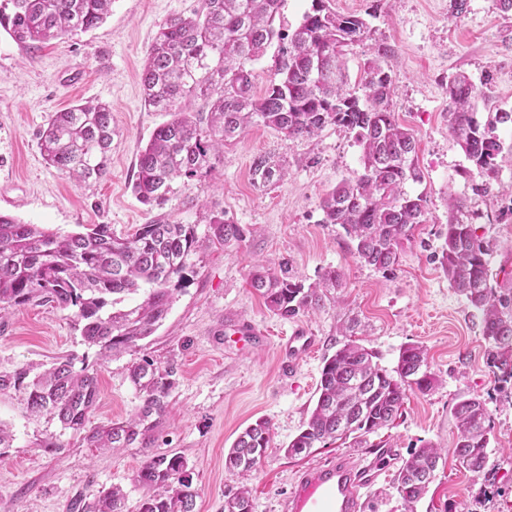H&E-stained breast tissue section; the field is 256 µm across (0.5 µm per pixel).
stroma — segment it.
<instances>
[{"label": "stroma", "instance_id": "35a3bbf8", "mask_svg": "<svg viewBox=\"0 0 512 512\" xmlns=\"http://www.w3.org/2000/svg\"><path fill=\"white\" fill-rule=\"evenodd\" d=\"M198 3L113 0L101 26L37 51L0 30V213L61 234L108 224L114 234L127 235L154 219L132 192L135 161L169 115L144 108L141 69L159 24L190 14ZM451 4L383 0L369 19L374 38L393 48L392 109L417 139L424 179L408 190L427 198V221L403 241L393 271L365 265L344 230L322 221L325 193L362 170L353 133L329 125L317 136L288 140L271 128L250 127L225 145L210 175L191 181L162 208L170 221L195 225L209 245L189 256L185 280L152 336L103 360L83 341L73 309L34 302L0 318V369L29 365L39 373L68 354L93 365L100 387L95 426L138 413L142 399L128 377L133 362L147 359L177 370L169 411L149 450L137 444L114 452L87 447L57 419L28 416L22 392L0 393V423L12 436L0 450V512H71L77 496L115 485L127 493L128 512H136L142 491L132 478L152 450L185 457L197 493L195 512H224L227 496L243 487L254 512H287L303 471L339 455L357 462L365 454L340 444L297 457L282 451L316 404L324 360L345 341L341 327L353 321L357 339L378 353L382 365L395 367L402 347L419 344L439 380L431 392L409 393L403 417L377 435L403 459L429 443L440 448L436 476L416 512H512V402L487 368L478 313L451 288L440 264L448 198L467 197L479 213L478 235L494 245L492 272L498 282L512 280V221L499 217L506 201L473 195L462 174L468 162L448 131L444 86L456 71L478 83L493 70L492 101L512 109V15L498 12L493 0H467L456 20ZM85 101L108 104L114 129L109 172L88 187L49 167L39 149L51 115ZM261 155L282 165L280 183H253L251 165ZM219 211L244 230L228 248L209 241L210 219ZM259 261L274 269L288 263L307 285L334 269L340 284L324 290L321 308L284 319L248 285ZM241 322L265 331L267 341L250 348L226 334V327ZM299 327L318 343L290 366L278 341ZM461 395L486 399L491 411L490 477L468 471L454 454L451 410ZM260 418L271 424L272 449L250 475L227 473L225 452Z\"/></svg>", "mask_w": 512, "mask_h": 512}]
</instances>
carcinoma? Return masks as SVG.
Returning <instances> with one entry per match:
<instances>
[{"label": "carcinoma", "instance_id": "obj_1", "mask_svg": "<svg viewBox=\"0 0 512 512\" xmlns=\"http://www.w3.org/2000/svg\"><path fill=\"white\" fill-rule=\"evenodd\" d=\"M0 10V28L15 42L33 49L87 31L104 22L112 0H10ZM281 0H201L188 16L159 25L141 74L144 105L166 112L137 159L133 191L145 206L162 207L193 179L214 169L224 142L253 125H263L287 139L310 138L328 125L354 134L362 149V171L342 180L321 202L323 224H337L356 242L360 261L387 272L398 263L399 246L427 221V199L406 190L422 180L414 133L402 126L391 108L393 79L387 66L391 46L380 39L369 48L361 82L350 87L345 59L350 47L370 38L367 19L335 12L325 0H312L301 24L285 33L275 26ZM275 66L264 93L254 92L253 68L271 47ZM492 75L477 84L463 71L448 75V130L457 140L481 182L473 194L497 192L509 199L500 218L512 220V184L499 189L503 163H512V145L504 146L498 126L512 125V110L489 107ZM184 100H199L202 109L187 112ZM486 119L478 117V103ZM112 146V109L86 102L53 114L40 137L45 162L85 185L103 178ZM254 183L280 182L281 166L261 155L252 165ZM448 224L441 264L452 288L482 315L488 343L486 365L498 389H512V288L492 285L488 256L491 244L468 221L465 198H449ZM212 241L226 247L243 238L240 225L220 213L211 219ZM200 247L195 225L156 217L125 237L108 224L86 232L61 235L0 213V318L33 300L75 309L77 325L88 345L102 357L119 354L151 336L166 318L187 259ZM250 286L269 310L285 319L320 307L318 285L304 286L279 276L265 264L252 267ZM142 293L132 307L123 297ZM129 379L141 394L139 413L125 421L89 426L99 400L97 372L75 369L63 357L43 373L31 367L0 370V391L25 394L30 415L49 414L62 428L83 436L99 450L146 448L151 432L169 406L176 383L172 366L135 363ZM438 385L425 349L409 344L388 369L377 354L355 341L326 358L315 408L300 433L283 451L308 454L318 444L338 440L359 446L402 416L407 393H427ZM455 453L462 465L488 475V445L493 429L485 400L462 396L454 404ZM269 421L258 419L238 435L224 454V469L246 474L271 447ZM440 453L431 444L415 450L394 476V489L406 512L435 477ZM144 494L137 512H195L197 492L188 465L177 453H152L133 477ZM126 494L117 486L102 489L77 506L81 512H125ZM224 512H253L243 488L224 504Z\"/></svg>", "mask_w": 512, "mask_h": 512}]
</instances>
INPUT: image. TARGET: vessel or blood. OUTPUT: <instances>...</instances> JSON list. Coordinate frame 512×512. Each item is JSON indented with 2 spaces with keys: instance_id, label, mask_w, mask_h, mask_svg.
I'll list each match as a JSON object with an SVG mask.
<instances>
[{
  "instance_id": "obj_1",
  "label": "vessel or blood",
  "mask_w": 512,
  "mask_h": 512,
  "mask_svg": "<svg viewBox=\"0 0 512 512\" xmlns=\"http://www.w3.org/2000/svg\"><path fill=\"white\" fill-rule=\"evenodd\" d=\"M315 343V336L298 329L281 349L293 360L311 351ZM397 459V449L387 446L370 449L359 463L340 456L327 465L306 470L288 497V512H367V490Z\"/></svg>"
}]
</instances>
